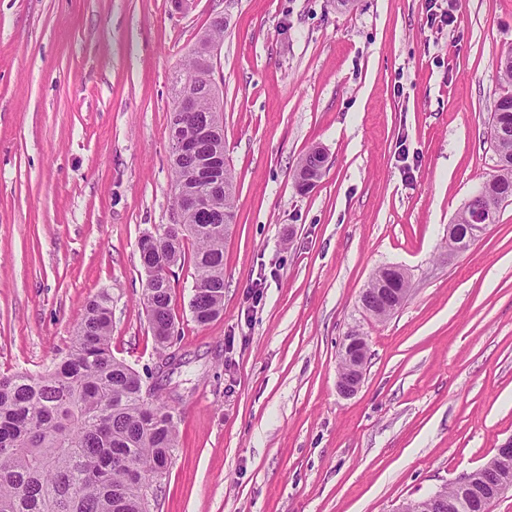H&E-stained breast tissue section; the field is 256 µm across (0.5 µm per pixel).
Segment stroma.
<instances>
[{
  "label": "stroma",
  "mask_w": 512,
  "mask_h": 512,
  "mask_svg": "<svg viewBox=\"0 0 512 512\" xmlns=\"http://www.w3.org/2000/svg\"><path fill=\"white\" fill-rule=\"evenodd\" d=\"M0 0V373L68 353L112 295V354L158 362L138 241L173 222V78L214 18L237 180L224 310L172 290L178 446L151 512H395L512 436V201L463 253L448 226L497 170L512 0ZM313 190L294 188L312 148ZM385 265L406 301L365 314ZM368 342L363 382L338 350ZM366 354V343L360 333L350 332L344 336L338 354L339 371L336 383L341 395L348 397L358 390L367 362Z\"/></svg>",
  "instance_id": "stroma-1"
}]
</instances>
